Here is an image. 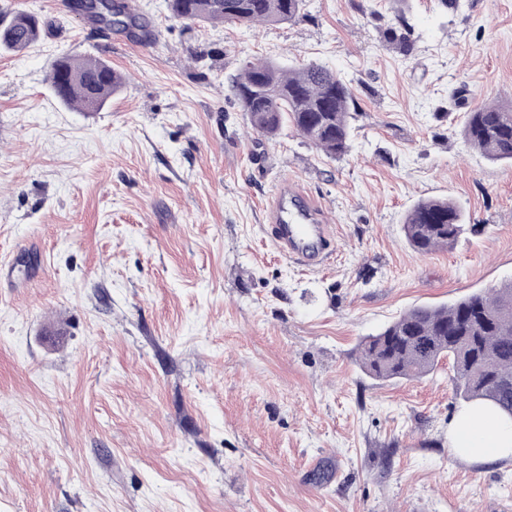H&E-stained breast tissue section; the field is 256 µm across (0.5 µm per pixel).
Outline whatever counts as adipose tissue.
Segmentation results:
<instances>
[{
	"label": "adipose tissue",
	"mask_w": 512,
	"mask_h": 512,
	"mask_svg": "<svg viewBox=\"0 0 512 512\" xmlns=\"http://www.w3.org/2000/svg\"><path fill=\"white\" fill-rule=\"evenodd\" d=\"M451 442L463 457L495 464L512 459V418L488 407L470 405L450 422Z\"/></svg>",
	"instance_id": "ef3b65f1"
}]
</instances>
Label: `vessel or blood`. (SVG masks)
Returning a JSON list of instances; mask_svg holds the SVG:
<instances>
[{"instance_id": "obj_1", "label": "vessel or blood", "mask_w": 512, "mask_h": 512, "mask_svg": "<svg viewBox=\"0 0 512 512\" xmlns=\"http://www.w3.org/2000/svg\"><path fill=\"white\" fill-rule=\"evenodd\" d=\"M270 238L282 254L294 262L315 267L330 246L326 225L316 223L307 206L289 208L286 192H278L271 211Z\"/></svg>"}]
</instances>
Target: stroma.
Wrapping results in <instances>:
<instances>
[{
	"mask_svg": "<svg viewBox=\"0 0 512 512\" xmlns=\"http://www.w3.org/2000/svg\"><path fill=\"white\" fill-rule=\"evenodd\" d=\"M129 2L155 41L0 0L46 24L0 53V512H512V461L449 442L448 361L382 383L356 360L407 309L512 281V167L461 136L468 109L512 98V0H404L408 58L378 34L391 0L252 28ZM64 53L127 83L72 109L48 83ZM253 59L350 81L349 152L253 133L228 82ZM285 182L329 227L319 267L267 234ZM432 197L472 228L420 256L402 221Z\"/></svg>",
	"mask_w": 512,
	"mask_h": 512,
	"instance_id": "obj_1",
	"label": "stroma"
}]
</instances>
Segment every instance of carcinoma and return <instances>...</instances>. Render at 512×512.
Masks as SVG:
<instances>
[{
	"mask_svg": "<svg viewBox=\"0 0 512 512\" xmlns=\"http://www.w3.org/2000/svg\"><path fill=\"white\" fill-rule=\"evenodd\" d=\"M107 14L96 22L110 28L129 24L146 32L131 5L106 0ZM304 0H167L179 19L193 23L253 26L297 22ZM43 22L18 12L0 21V50L21 52L41 39ZM384 43L409 57L416 50L412 25L398 11L379 26ZM59 100L82 112L103 109L124 86L122 75L91 56L63 55L50 74ZM231 91L251 127L274 138L290 124L306 141L330 158L350 148L351 120L357 111L351 82L328 66L309 62L284 67L259 61L244 65ZM462 137L492 163L512 164V101L467 112ZM466 231L465 214L451 199H426L406 214L403 232L411 249L425 255L453 246ZM362 370L376 380L422 378L443 359L452 364L455 395L512 414V282L475 292L448 305L415 306L357 347Z\"/></svg>",
	"mask_w": 512,
	"mask_h": 512,
	"instance_id": "cac0c4a2",
	"label": "carcinoma"
}]
</instances>
